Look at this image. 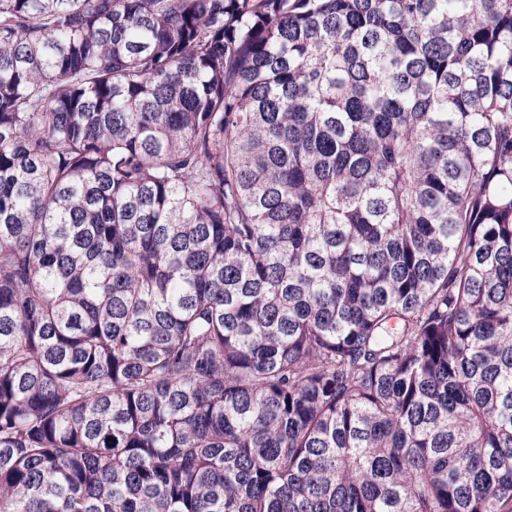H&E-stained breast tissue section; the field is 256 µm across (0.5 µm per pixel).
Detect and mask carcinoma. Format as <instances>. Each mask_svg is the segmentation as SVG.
Returning a JSON list of instances; mask_svg holds the SVG:
<instances>
[{
    "label": "carcinoma",
    "instance_id": "1",
    "mask_svg": "<svg viewBox=\"0 0 512 512\" xmlns=\"http://www.w3.org/2000/svg\"><path fill=\"white\" fill-rule=\"evenodd\" d=\"M0 512H512V0H0Z\"/></svg>",
    "mask_w": 512,
    "mask_h": 512
}]
</instances>
